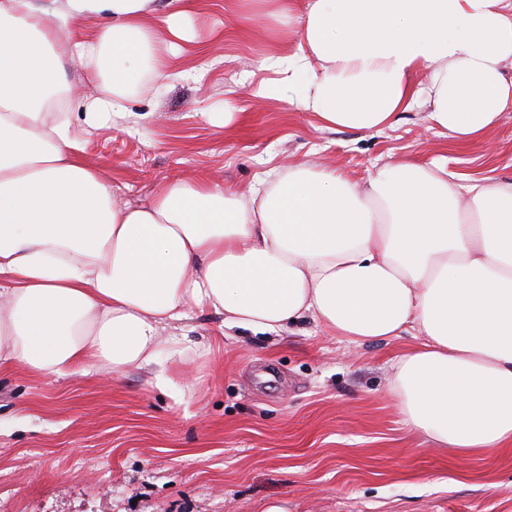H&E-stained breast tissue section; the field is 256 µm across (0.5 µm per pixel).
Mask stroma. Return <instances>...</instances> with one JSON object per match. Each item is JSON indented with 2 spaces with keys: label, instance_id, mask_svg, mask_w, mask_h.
<instances>
[{
  "label": "stroma",
  "instance_id": "obj_1",
  "mask_svg": "<svg viewBox=\"0 0 512 512\" xmlns=\"http://www.w3.org/2000/svg\"><path fill=\"white\" fill-rule=\"evenodd\" d=\"M188 23L198 42L168 59L179 79L143 81L84 137L128 204L174 178L245 187L312 160L363 183L444 153L451 172L512 180V112L455 148L417 108L380 131L327 129L238 84L245 62L288 44L267 0H194ZM167 332L181 355L146 370L0 371V512H512V449L463 458L401 423L390 363L413 337L355 346L310 321L276 336L225 328L210 310Z\"/></svg>",
  "mask_w": 512,
  "mask_h": 512
}]
</instances>
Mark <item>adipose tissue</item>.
<instances>
[{
	"mask_svg": "<svg viewBox=\"0 0 512 512\" xmlns=\"http://www.w3.org/2000/svg\"><path fill=\"white\" fill-rule=\"evenodd\" d=\"M271 3L297 40L257 61L273 78L256 99L364 131L420 103L456 146L512 111V0ZM189 5L0 0V368L145 369L179 351L162 332L195 309L253 332L310 319L355 344L416 338L389 388L434 447H512V181L450 173L444 154L361 185L302 163L244 190L167 181L134 207L85 161L83 132L170 78L166 53L196 37ZM74 60L98 96L71 81Z\"/></svg>",
	"mask_w": 512,
	"mask_h": 512,
	"instance_id": "adipose-tissue-1",
	"label": "adipose tissue"
}]
</instances>
